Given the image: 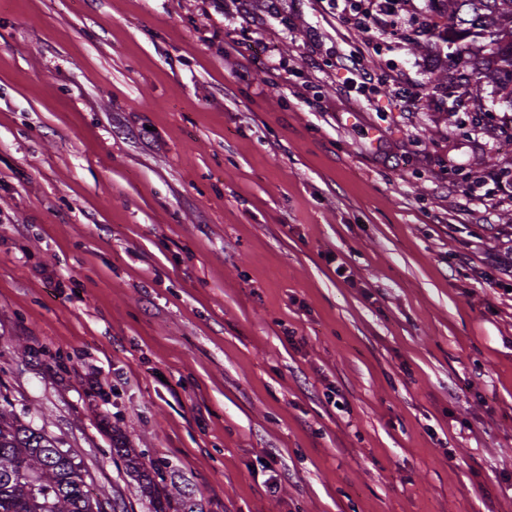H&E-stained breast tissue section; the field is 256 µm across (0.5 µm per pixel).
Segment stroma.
<instances>
[{
    "label": "stroma",
    "instance_id": "35a3bbf8",
    "mask_svg": "<svg viewBox=\"0 0 512 512\" xmlns=\"http://www.w3.org/2000/svg\"><path fill=\"white\" fill-rule=\"evenodd\" d=\"M446 51L327 0H0V395L92 492L149 512L122 442L170 512H512V192H469L512 151Z\"/></svg>",
    "mask_w": 512,
    "mask_h": 512
}]
</instances>
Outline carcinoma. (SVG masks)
<instances>
[{
  "mask_svg": "<svg viewBox=\"0 0 512 512\" xmlns=\"http://www.w3.org/2000/svg\"><path fill=\"white\" fill-rule=\"evenodd\" d=\"M432 14L421 22L424 30L439 27L448 53L432 81L436 91L454 93L457 88L480 104L485 87L492 86L499 104L512 112V0H429ZM483 43L484 54L460 57L471 46ZM87 471L75 461L71 449L44 428L24 422L9 401L0 403V512H112L123 510L117 497L93 496L87 489ZM151 512H167L153 480L141 473Z\"/></svg>",
  "mask_w": 512,
  "mask_h": 512,
  "instance_id": "obj_1",
  "label": "carcinoma"
}]
</instances>
